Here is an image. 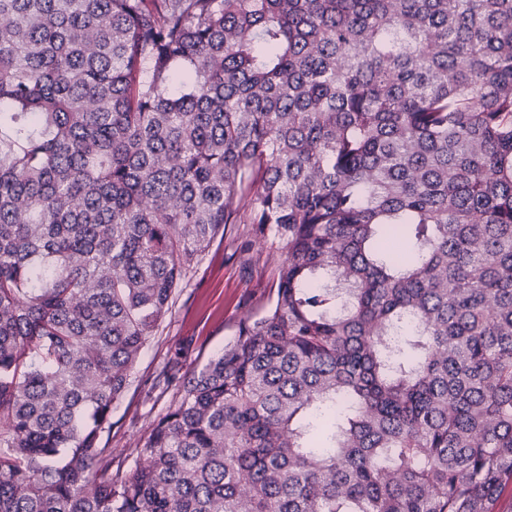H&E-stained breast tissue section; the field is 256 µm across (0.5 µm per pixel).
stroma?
Returning <instances> with one entry per match:
<instances>
[{
	"label": "stroma",
	"mask_w": 512,
	"mask_h": 512,
	"mask_svg": "<svg viewBox=\"0 0 512 512\" xmlns=\"http://www.w3.org/2000/svg\"><path fill=\"white\" fill-rule=\"evenodd\" d=\"M283 249L253 225L230 224L180 288L171 314L145 345L125 396L112 408L110 446L115 464L130 469L133 450L173 400L161 390L167 360L180 354L182 372L205 364L237 334L240 321L260 316L276 292Z\"/></svg>",
	"instance_id": "35a3bbf8"
}]
</instances>
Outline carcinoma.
<instances>
[{
    "instance_id": "1",
    "label": "carcinoma",
    "mask_w": 512,
    "mask_h": 512,
    "mask_svg": "<svg viewBox=\"0 0 512 512\" xmlns=\"http://www.w3.org/2000/svg\"><path fill=\"white\" fill-rule=\"evenodd\" d=\"M228 224L277 290L112 467ZM512 0H0V512H496Z\"/></svg>"
}]
</instances>
